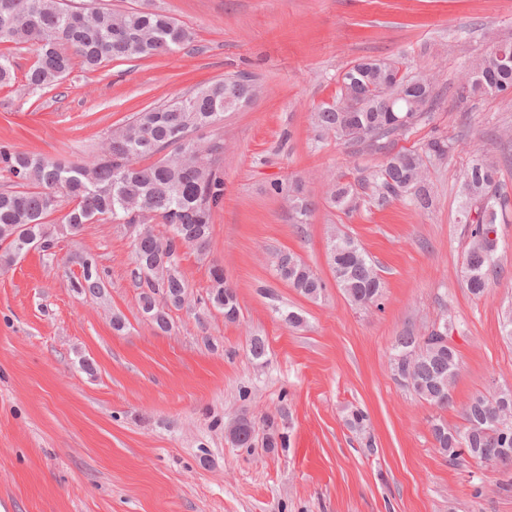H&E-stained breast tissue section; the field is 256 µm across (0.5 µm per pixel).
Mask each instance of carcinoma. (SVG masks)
Instances as JSON below:
<instances>
[{
    "label": "carcinoma",
    "instance_id": "obj_1",
    "mask_svg": "<svg viewBox=\"0 0 512 512\" xmlns=\"http://www.w3.org/2000/svg\"><path fill=\"white\" fill-rule=\"evenodd\" d=\"M91 16H86L87 11ZM78 9L68 0H0V45L30 44L36 59L24 75L28 88L43 91L56 86L74 67L96 70L112 60L152 58L176 53L193 41L192 32L174 18L159 12L124 11L93 7ZM512 52V44H502L476 59L465 73L464 88L495 95L498 88L512 87V69L499 60L500 50ZM15 79L10 56L0 52V85ZM431 78L409 79L400 74L399 63L388 60H361L346 70L336 97L323 103L315 113L318 127L339 141L354 137L344 132L346 108L357 106L355 115L365 138L380 142L395 132L414 127L432 107ZM248 80L227 77L205 83L166 104L135 113L127 123L113 129L101 143L93 159L74 164L39 153L0 146V173L12 183L0 192V248L16 258L29 252L31 241H42L43 255L53 256L62 235H76L86 225L109 220L124 224L133 234L132 271L141 288L142 310L156 327L170 329L169 312L159 306L164 297L174 309L183 307L188 284L179 270L180 252L175 237L187 245L204 249L209 244L213 212L224 199V176L220 163L224 143H201L192 138L197 130L224 115V101L237 104L251 101L241 93ZM448 155V142L433 139L424 155L397 153L389 157L374 175L378 196L406 197L418 209L430 205L423 157L438 160ZM498 170L481 153H475L460 185V223L467 225L470 247L466 255L469 291L480 296L487 290L490 275L498 268L496 231L498 214H506L508 200L498 191ZM332 206L352 211L357 194L352 184L335 183L329 195ZM288 200L296 214L307 216L310 203L299 184L288 187ZM68 204L61 212L62 204ZM162 220L172 234L160 238L149 227ZM81 268L74 288L96 296L104 284L97 259L92 254L78 258ZM329 264L336 284L356 305L375 304L383 296L384 285L373 264L353 238L336 234L329 242ZM280 279L301 295L316 298L325 284L315 271L294 253H279L274 263ZM212 288L207 302L224 314V320L240 317L236 290L224 279V269H210ZM420 350L416 364L421 392L417 396L439 409L450 406L440 391L453 389L457 374L448 366L460 364L457 350L437 347L423 336L396 337L391 355ZM468 428L446 430L436 436L438 451L453 462L466 454L483 462L482 449L512 447V439L477 435L460 446L453 434Z\"/></svg>",
    "mask_w": 512,
    "mask_h": 512
}]
</instances>
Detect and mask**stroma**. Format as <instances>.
<instances>
[{"label": "stroma", "instance_id": "35a3bbf8", "mask_svg": "<svg viewBox=\"0 0 512 512\" xmlns=\"http://www.w3.org/2000/svg\"><path fill=\"white\" fill-rule=\"evenodd\" d=\"M157 11L194 34L179 53L74 66L31 93L32 47L10 45L17 77L0 88V145L80 163L112 128L209 81L244 75L259 95L199 138L224 141V200L205 250L179 268L192 301L169 332L141 310L133 236L122 224L87 225L55 256L0 253V512H512V470L435 447L434 420L462 426L463 407L490 386L512 388V208L498 224L501 274L483 296L467 288L469 235L459 222L460 177L474 153L496 161L512 195V100L463 88L468 64L512 42V0H106ZM364 58L399 61L436 78L431 113L384 149L361 150L321 132L316 108ZM430 209L379 199L374 173L387 156L423 153ZM353 184L350 214L327 201L330 180ZM311 210L297 219L287 187ZM351 236L385 288L380 306L351 305L328 263L332 230ZM298 254L324 281L299 295L274 270ZM93 254L101 295L78 293L77 256ZM224 269L241 316L225 322L203 304L213 265ZM300 314V325L285 322ZM124 321L113 327L114 317ZM451 321L461 370L440 410L399 385L395 337ZM263 336L264 358L248 351ZM366 416L351 425L353 410ZM256 427L231 442L237 418ZM275 447H267V437Z\"/></svg>", "mask_w": 512, "mask_h": 512}]
</instances>
